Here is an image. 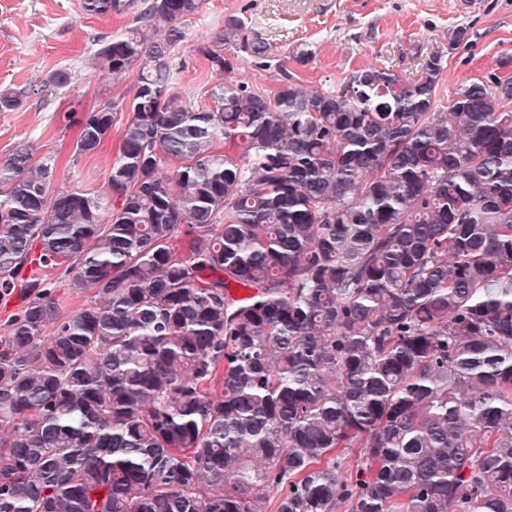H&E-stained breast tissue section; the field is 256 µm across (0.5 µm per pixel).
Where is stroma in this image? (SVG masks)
<instances>
[{
    "mask_svg": "<svg viewBox=\"0 0 512 512\" xmlns=\"http://www.w3.org/2000/svg\"><path fill=\"white\" fill-rule=\"evenodd\" d=\"M125 10L108 16H88L79 0H0V88L40 86L55 70H69L68 87L29 95L12 112H0V160L21 143L37 155L58 160L54 183L100 189L119 146L112 131L102 149L76 157L77 125L67 124L68 112L82 113L116 98H131L136 72L122 80L89 63L101 40L131 26L143 0H123ZM241 17L253 35L269 47L272 68L244 66L238 78L276 88V64H283L303 86L326 87L348 71L385 67L411 82L428 55L445 51L440 101L451 98L469 77L489 73L512 76V0H477L464 8L462 0H204L198 14L185 18L187 34L176 63L181 88L199 103L223 81L202 49L225 19ZM468 30V40L449 49L454 29ZM307 60H299L300 51Z\"/></svg>",
    "mask_w": 512,
    "mask_h": 512,
    "instance_id": "stroma-1",
    "label": "stroma"
}]
</instances>
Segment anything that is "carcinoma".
I'll list each match as a JSON object with an SVG mask.
<instances>
[{"label":"carcinoma","instance_id":"carcinoma-1","mask_svg":"<svg viewBox=\"0 0 512 512\" xmlns=\"http://www.w3.org/2000/svg\"><path fill=\"white\" fill-rule=\"evenodd\" d=\"M143 3L92 58L132 99L76 120L90 155L125 113L104 189L28 142L0 161V293L31 296L0 335V512H512V77L440 108L436 52L410 84L269 91L231 17L199 105L203 0ZM59 269L96 300L62 314Z\"/></svg>","mask_w":512,"mask_h":512}]
</instances>
